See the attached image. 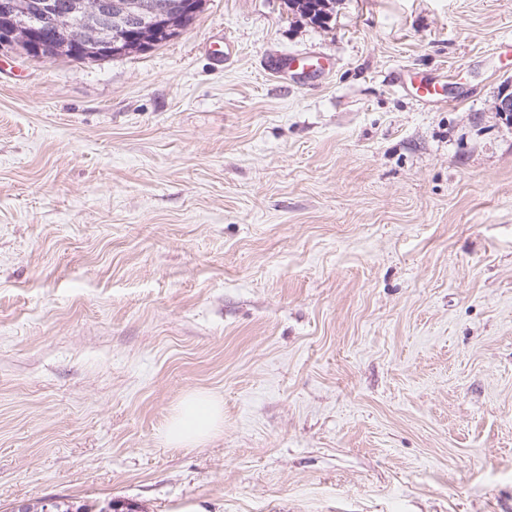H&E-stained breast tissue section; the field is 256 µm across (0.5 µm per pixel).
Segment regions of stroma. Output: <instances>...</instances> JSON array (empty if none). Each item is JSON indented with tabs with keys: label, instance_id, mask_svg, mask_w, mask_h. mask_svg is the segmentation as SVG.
<instances>
[{
	"label": "stroma",
	"instance_id": "stroma-1",
	"mask_svg": "<svg viewBox=\"0 0 512 512\" xmlns=\"http://www.w3.org/2000/svg\"><path fill=\"white\" fill-rule=\"evenodd\" d=\"M511 85L512 0L0 54V512H512ZM192 391L224 422L168 447ZM413 80L417 83V94L422 104L441 103L448 104L449 107L460 102L458 97L448 98L440 95L437 92L438 81L427 77H415L411 79V83Z\"/></svg>",
	"mask_w": 512,
	"mask_h": 512
}]
</instances>
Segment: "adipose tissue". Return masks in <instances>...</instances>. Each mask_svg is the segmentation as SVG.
Returning <instances> with one entry per match:
<instances>
[{
  "label": "adipose tissue",
  "instance_id": "obj_1",
  "mask_svg": "<svg viewBox=\"0 0 512 512\" xmlns=\"http://www.w3.org/2000/svg\"><path fill=\"white\" fill-rule=\"evenodd\" d=\"M223 421L219 401L204 392H190L166 425V441L175 447L197 445L214 435Z\"/></svg>",
  "mask_w": 512,
  "mask_h": 512
}]
</instances>
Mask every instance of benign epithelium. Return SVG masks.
<instances>
[{
    "label": "benign epithelium",
    "instance_id": "7a95c632",
    "mask_svg": "<svg viewBox=\"0 0 512 512\" xmlns=\"http://www.w3.org/2000/svg\"><path fill=\"white\" fill-rule=\"evenodd\" d=\"M182 10L175 3H145L143 0H105L96 16L86 12L84 0H71L66 10L59 9L55 0H0V50L21 48L46 59L38 42L43 40L39 30L53 26L60 34L54 47L67 49L70 42L79 40L91 53L118 55L124 52L122 43L112 39V25H131L140 22L155 33L171 29V19Z\"/></svg>",
    "mask_w": 512,
    "mask_h": 512
}]
</instances>
